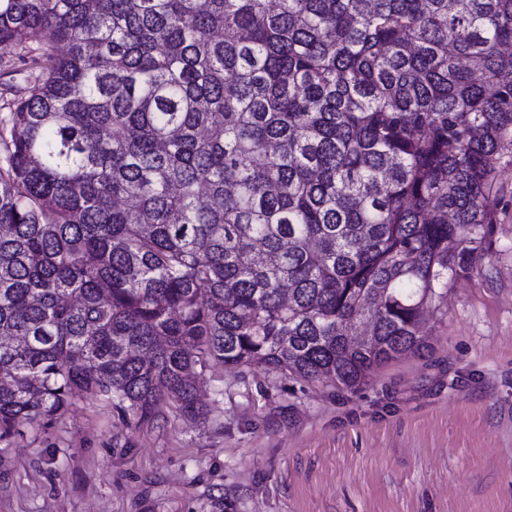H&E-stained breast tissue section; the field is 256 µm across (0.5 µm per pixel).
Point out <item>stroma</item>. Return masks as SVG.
<instances>
[{
    "instance_id": "1",
    "label": "stroma",
    "mask_w": 512,
    "mask_h": 512,
    "mask_svg": "<svg viewBox=\"0 0 512 512\" xmlns=\"http://www.w3.org/2000/svg\"><path fill=\"white\" fill-rule=\"evenodd\" d=\"M495 195L426 349L350 390L216 365L205 421L77 395L0 440V512H512V163Z\"/></svg>"
}]
</instances>
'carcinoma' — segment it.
I'll list each match as a JSON object with an SVG mask.
<instances>
[{
	"instance_id": "obj_1",
	"label": "carcinoma",
	"mask_w": 512,
	"mask_h": 512,
	"mask_svg": "<svg viewBox=\"0 0 512 512\" xmlns=\"http://www.w3.org/2000/svg\"><path fill=\"white\" fill-rule=\"evenodd\" d=\"M44 40L60 48L38 52ZM0 440L426 347L512 154V0H0Z\"/></svg>"
}]
</instances>
